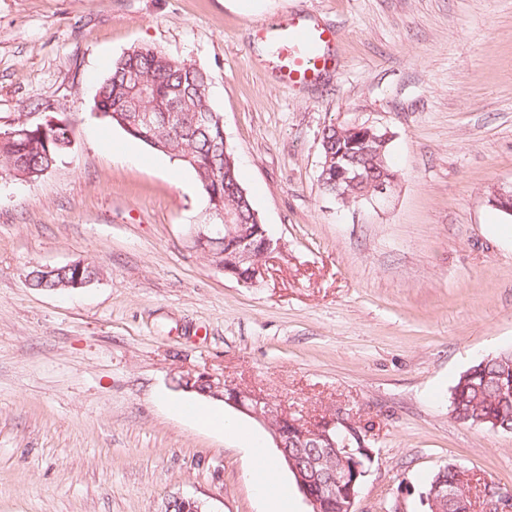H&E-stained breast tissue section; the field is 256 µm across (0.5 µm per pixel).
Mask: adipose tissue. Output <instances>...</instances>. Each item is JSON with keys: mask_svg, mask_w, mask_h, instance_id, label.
<instances>
[{"mask_svg": "<svg viewBox=\"0 0 512 512\" xmlns=\"http://www.w3.org/2000/svg\"><path fill=\"white\" fill-rule=\"evenodd\" d=\"M176 410L179 414L221 430L224 434L236 438L244 446L252 448L254 462L251 482L256 497L263 502L265 512H288L290 489L279 475L276 458L263 450L258 438L218 410L202 407L189 401L177 404Z\"/></svg>", "mask_w": 512, "mask_h": 512, "instance_id": "1", "label": "adipose tissue"}]
</instances>
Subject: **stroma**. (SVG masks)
<instances>
[{"mask_svg": "<svg viewBox=\"0 0 512 512\" xmlns=\"http://www.w3.org/2000/svg\"><path fill=\"white\" fill-rule=\"evenodd\" d=\"M309 13L342 67L279 83L255 25ZM135 46L197 64L241 182L282 251L255 285L192 249L208 222L191 169L101 121ZM69 115V150L0 178V512H259L252 458L175 414L179 371L254 390L315 422L339 413L373 451L354 512H427L445 465L512 498V433L453 419L459 376L512 351V0H0V131ZM392 135L384 207L319 181L326 126ZM134 154H119L122 146ZM182 169L185 185L170 179ZM99 263L71 291L40 266Z\"/></svg>", "mask_w": 512, "mask_h": 512, "instance_id": "1", "label": "stroma"}]
</instances>
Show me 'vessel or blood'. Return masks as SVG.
<instances>
[{"label":"vessel or blood","instance_id":"1","mask_svg":"<svg viewBox=\"0 0 512 512\" xmlns=\"http://www.w3.org/2000/svg\"><path fill=\"white\" fill-rule=\"evenodd\" d=\"M255 35L272 39L277 56L276 73L290 86L316 84L337 67L333 49L335 31L310 17L295 16L272 29L259 26Z\"/></svg>","mask_w":512,"mask_h":512}]
</instances>
